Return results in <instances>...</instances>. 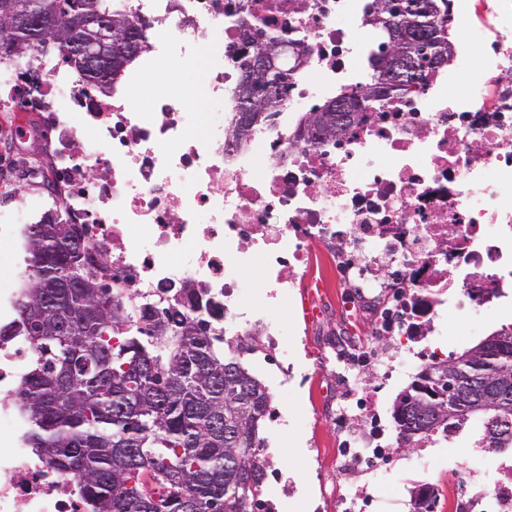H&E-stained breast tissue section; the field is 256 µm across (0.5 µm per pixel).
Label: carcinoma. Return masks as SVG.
I'll list each match as a JSON object with an SVG mask.
<instances>
[{
	"label": "carcinoma",
	"instance_id": "cac0c4a2",
	"mask_svg": "<svg viewBox=\"0 0 512 512\" xmlns=\"http://www.w3.org/2000/svg\"><path fill=\"white\" fill-rule=\"evenodd\" d=\"M56 17L90 10L106 21L112 0H54ZM431 24L448 29V0H431ZM380 43L370 56L369 96L349 98L326 124L306 122L314 136L342 131L359 111L394 95V84L428 81L435 62L426 37L412 35L410 70L384 78L383 47L391 29L376 27ZM38 45L58 46L62 62L69 40L51 33ZM23 51L28 35L0 23V49ZM264 89L239 105L235 127L263 123ZM31 273L18 302L16 332L28 338L36 358L16 402L26 417L28 447L44 462L82 485L89 512H249L263 477L260 428L272 395L249 369L244 348L231 351L209 316L204 291L173 293L160 306L137 309L120 288L98 278L87 260L76 224L25 228ZM93 281L96 288L85 284ZM199 311L182 310L183 298ZM141 311L145 326L135 321ZM480 351L423 368L394 403L401 436L429 434L448 424L488 428L487 445L512 441V328L480 341ZM455 368V412L448 413L441 373Z\"/></svg>",
	"mask_w": 512,
	"mask_h": 512
}]
</instances>
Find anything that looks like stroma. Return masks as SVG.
I'll use <instances>...</instances> for the list:
<instances>
[{"mask_svg":"<svg viewBox=\"0 0 512 512\" xmlns=\"http://www.w3.org/2000/svg\"><path fill=\"white\" fill-rule=\"evenodd\" d=\"M310 274L328 284L320 298L322 316L318 321L307 320L303 314L306 291L302 288L289 289L287 301L273 308L267 307L263 292L258 287L248 299L249 304L267 308L270 317L288 324L294 380L289 385H282L281 375L263 354L255 355L254 364L272 394L273 407L286 410L289 416L306 419L305 424L289 428L285 433L268 424L263 427L264 446L289 483V493L282 498L279 512H336L334 503L319 497L320 487L333 475L330 451L336 446V433L323 422L310 418L313 407L324 395L326 381L315 371L307 349L313 346L316 336L323 330L358 334L364 329L363 322L353 318L347 310L349 297L341 286L336 269L320 259ZM430 465L437 478L454 492L458 491L462 477L467 474H478L487 481L494 478L491 461L475 457L464 447L452 452L444 448L435 449Z\"/></svg>","mask_w":512,"mask_h":512,"instance_id":"35a3bbf8","label":"stroma"}]
</instances>
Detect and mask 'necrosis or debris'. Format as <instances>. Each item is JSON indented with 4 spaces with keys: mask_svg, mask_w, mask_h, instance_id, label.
I'll return each mask as SVG.
<instances>
[{
    "mask_svg": "<svg viewBox=\"0 0 512 512\" xmlns=\"http://www.w3.org/2000/svg\"><path fill=\"white\" fill-rule=\"evenodd\" d=\"M370 0H113L149 45L109 93L70 74L57 50L0 51V254L25 267L18 232L41 214L81 225L114 284L147 292L203 288L234 347L262 343L289 372L288 326L243 307L262 269L267 298L296 287L310 245L332 251L367 336H324L316 371L334 376L320 410L338 431V512H421L440 483L401 502L361 483L395 449L397 429L364 430L379 390L358 369L421 343L445 310L484 315L512 288V0H451L455 56L425 87L378 101L351 129L315 139L301 113L367 84ZM304 46L306 63L279 110L244 143L229 136L234 92L256 37ZM196 109H188L187 96ZM35 356L0 336V512H87L79 480L49 468L22 438L15 396ZM498 478H471L451 512H512V448L487 450Z\"/></svg>",
    "mask_w": 512,
    "mask_h": 512,
    "instance_id": "obj_1",
    "label": "necrosis or debris"
}]
</instances>
